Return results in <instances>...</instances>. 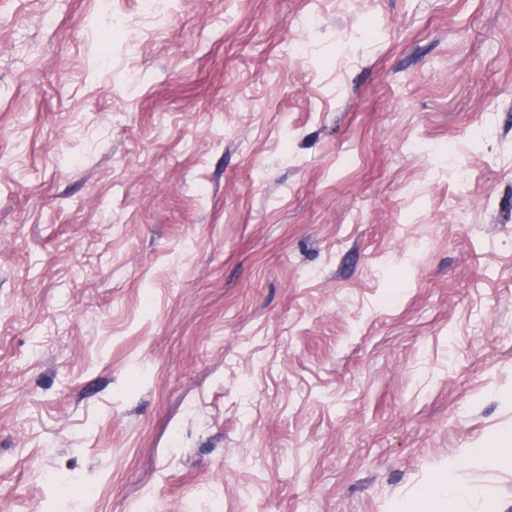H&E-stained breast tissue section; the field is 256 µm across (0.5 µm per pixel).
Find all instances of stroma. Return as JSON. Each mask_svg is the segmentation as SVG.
Returning a JSON list of instances; mask_svg holds the SVG:
<instances>
[{"mask_svg": "<svg viewBox=\"0 0 512 512\" xmlns=\"http://www.w3.org/2000/svg\"><path fill=\"white\" fill-rule=\"evenodd\" d=\"M508 424L512 0H0V512H412Z\"/></svg>", "mask_w": 512, "mask_h": 512, "instance_id": "stroma-1", "label": "stroma"}]
</instances>
